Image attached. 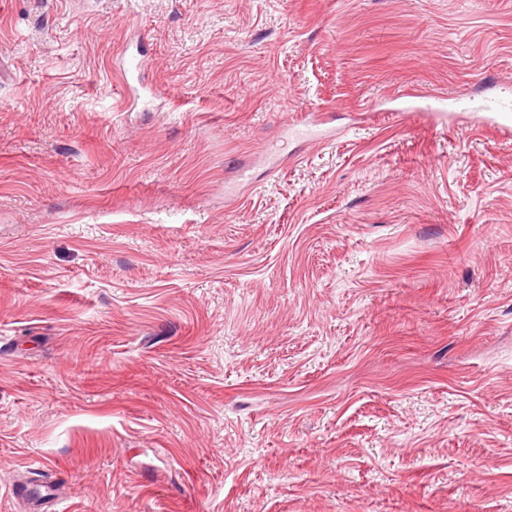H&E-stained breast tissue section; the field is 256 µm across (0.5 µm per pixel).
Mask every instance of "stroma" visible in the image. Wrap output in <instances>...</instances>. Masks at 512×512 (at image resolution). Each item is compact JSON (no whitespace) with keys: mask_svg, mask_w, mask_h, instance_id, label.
Segmentation results:
<instances>
[{"mask_svg":"<svg viewBox=\"0 0 512 512\" xmlns=\"http://www.w3.org/2000/svg\"><path fill=\"white\" fill-rule=\"evenodd\" d=\"M504 95L512 0H0V512H512ZM472 112H488L487 115L477 116L476 120L483 125L492 124L507 133L512 130V101L487 100ZM43 490L37 489L28 482L13 483L11 486L12 495L15 500H27L37 503L46 499H52L59 495V489L53 486H42Z\"/></svg>","mask_w":512,"mask_h":512,"instance_id":"stroma-1","label":"stroma"}]
</instances>
